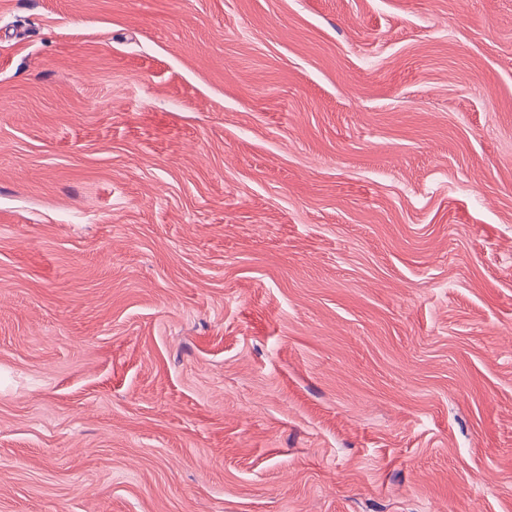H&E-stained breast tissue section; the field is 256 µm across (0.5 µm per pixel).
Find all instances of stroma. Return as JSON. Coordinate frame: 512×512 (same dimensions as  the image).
Masks as SVG:
<instances>
[{
  "instance_id": "1",
  "label": "stroma",
  "mask_w": 512,
  "mask_h": 512,
  "mask_svg": "<svg viewBox=\"0 0 512 512\" xmlns=\"http://www.w3.org/2000/svg\"><path fill=\"white\" fill-rule=\"evenodd\" d=\"M0 512H512V0H0Z\"/></svg>"
}]
</instances>
